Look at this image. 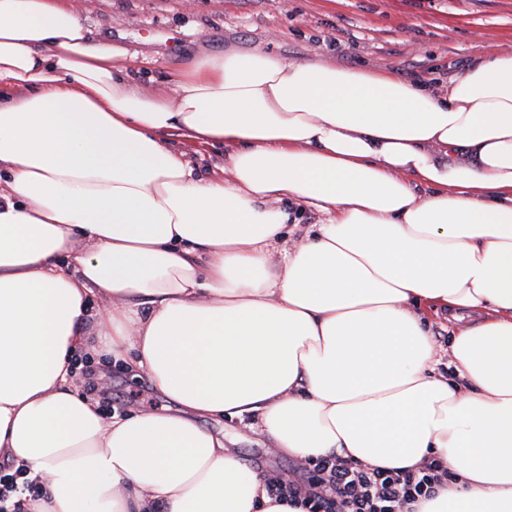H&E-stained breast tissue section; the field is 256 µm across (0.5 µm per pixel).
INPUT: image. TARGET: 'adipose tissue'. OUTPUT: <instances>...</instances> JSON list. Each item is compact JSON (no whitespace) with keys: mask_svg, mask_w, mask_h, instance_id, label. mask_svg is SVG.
I'll return each mask as SVG.
<instances>
[{"mask_svg":"<svg viewBox=\"0 0 512 512\" xmlns=\"http://www.w3.org/2000/svg\"><path fill=\"white\" fill-rule=\"evenodd\" d=\"M128 59L65 0H0V460L49 480L24 512H305L201 424L245 414L304 465L448 464L413 512H512V54L431 85L231 48L155 94ZM297 205L322 221L291 248ZM97 348L174 409L105 413ZM162 139L177 151H185L199 164L203 172H220L224 168V148L222 146H194L186 143L180 136V132L170 129L162 134ZM200 150L198 154L194 150Z\"/></svg>","mask_w":512,"mask_h":512,"instance_id":"obj_1","label":"adipose tissue"}]
</instances>
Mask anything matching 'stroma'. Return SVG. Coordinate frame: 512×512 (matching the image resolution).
<instances>
[{
    "instance_id": "35a3bbf8",
    "label": "stroma",
    "mask_w": 512,
    "mask_h": 512,
    "mask_svg": "<svg viewBox=\"0 0 512 512\" xmlns=\"http://www.w3.org/2000/svg\"><path fill=\"white\" fill-rule=\"evenodd\" d=\"M90 36L136 54L145 91L198 54L267 49L288 62L316 56L344 67L391 69L412 82L458 77L486 52L512 53V0H71ZM110 408H160L148 378L105 359ZM224 433L247 464L308 486L311 467L275 450L250 416L227 417Z\"/></svg>"
}]
</instances>
